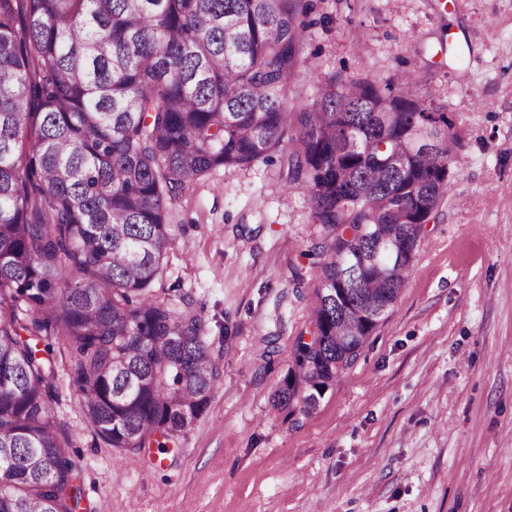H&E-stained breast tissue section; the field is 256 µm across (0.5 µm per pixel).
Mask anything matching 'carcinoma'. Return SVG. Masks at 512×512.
Segmentation results:
<instances>
[{"label":"carcinoma","instance_id":"carcinoma-1","mask_svg":"<svg viewBox=\"0 0 512 512\" xmlns=\"http://www.w3.org/2000/svg\"><path fill=\"white\" fill-rule=\"evenodd\" d=\"M302 0H0V512H76L84 498L55 420L51 338L88 423L119 450L165 449L224 377L202 319L158 299L168 204L217 167L288 150L320 237L312 329L272 408L307 414L397 302L450 190L455 134L413 73L335 77L290 112ZM393 113L384 126L378 113ZM408 157L402 170L387 155ZM389 266L384 277L373 265Z\"/></svg>","mask_w":512,"mask_h":512}]
</instances>
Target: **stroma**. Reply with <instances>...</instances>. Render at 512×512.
Instances as JSON below:
<instances>
[{"instance_id": "obj_1", "label": "stroma", "mask_w": 512, "mask_h": 512, "mask_svg": "<svg viewBox=\"0 0 512 512\" xmlns=\"http://www.w3.org/2000/svg\"><path fill=\"white\" fill-rule=\"evenodd\" d=\"M310 2L289 108L335 76L417 72L455 124L449 200L357 360L292 416L270 401L310 321L314 281L294 284L319 235L306 189L283 202L278 163L259 162L171 201L153 291L192 303L224 378L174 448L120 451L87 423L55 340L54 415L92 510L512 512V0Z\"/></svg>"}]
</instances>
